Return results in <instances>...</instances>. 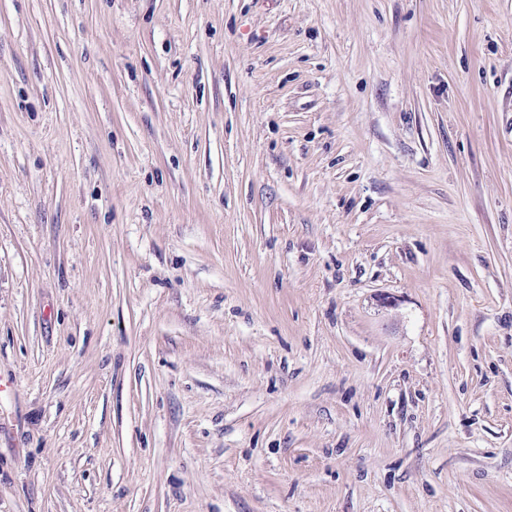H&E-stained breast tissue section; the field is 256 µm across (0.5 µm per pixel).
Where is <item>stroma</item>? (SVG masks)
<instances>
[{
	"instance_id": "obj_1",
	"label": "stroma",
	"mask_w": 512,
	"mask_h": 512,
	"mask_svg": "<svg viewBox=\"0 0 512 512\" xmlns=\"http://www.w3.org/2000/svg\"><path fill=\"white\" fill-rule=\"evenodd\" d=\"M0 512H512V0H0Z\"/></svg>"
}]
</instances>
